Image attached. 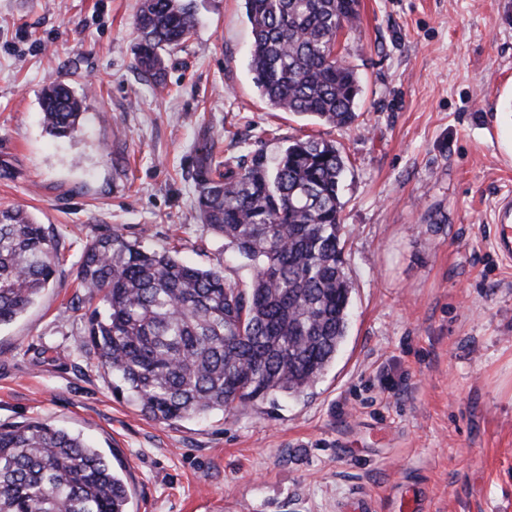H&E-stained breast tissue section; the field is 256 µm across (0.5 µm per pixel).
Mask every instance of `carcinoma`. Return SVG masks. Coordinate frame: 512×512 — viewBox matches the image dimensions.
Returning a JSON list of instances; mask_svg holds the SVG:
<instances>
[{
  "label": "carcinoma",
  "mask_w": 512,
  "mask_h": 512,
  "mask_svg": "<svg viewBox=\"0 0 512 512\" xmlns=\"http://www.w3.org/2000/svg\"><path fill=\"white\" fill-rule=\"evenodd\" d=\"M250 70L272 107L351 127L362 88L336 52L359 27V0H244ZM134 65L162 85L165 55L193 34L191 0H143ZM50 133L71 134L82 99L64 83L44 90ZM347 163L334 142L284 146L274 165L244 169L197 158V213L225 247L251 263L249 283L189 265L121 235L87 245L79 287L104 311L89 318L91 350L149 418L234 416L257 401L301 397L336 360L347 336L352 282L344 256L341 186ZM56 236L20 207L0 208V326L22 316L55 278ZM123 468L78 435L42 420L0 425V512H128Z\"/></svg>",
  "instance_id": "cac0c4a2"
}]
</instances>
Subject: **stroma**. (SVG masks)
<instances>
[{
  "mask_svg": "<svg viewBox=\"0 0 512 512\" xmlns=\"http://www.w3.org/2000/svg\"><path fill=\"white\" fill-rule=\"evenodd\" d=\"M140 0H0V206L55 234L63 260L0 327V425L81 434L126 467L129 512H512V261L492 243L512 199V0H360L339 39L363 92L354 127L271 108L249 68L244 0H195L166 86L134 67ZM57 81L75 133L43 125ZM314 137L344 148L352 315L306 396L159 423L88 354L77 286L89 242L118 234L247 282L197 218L198 151L248 166ZM40 110L49 132L57 137H66L80 123L82 99L66 84L55 83L44 90Z\"/></svg>",
  "mask_w": 512,
  "mask_h": 512,
  "instance_id": "stroma-1",
  "label": "stroma"
}]
</instances>
